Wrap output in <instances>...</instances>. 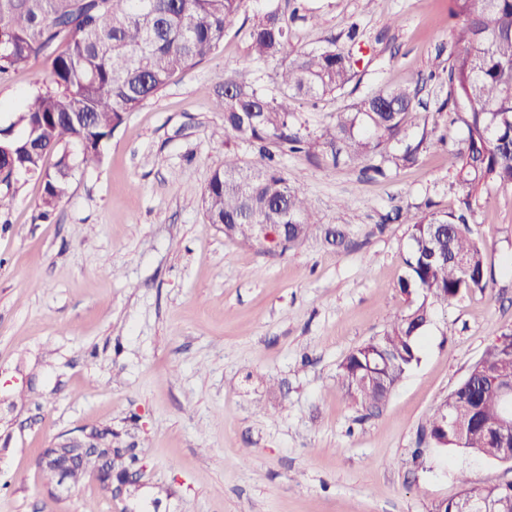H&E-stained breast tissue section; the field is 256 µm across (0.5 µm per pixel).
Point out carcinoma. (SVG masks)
Masks as SVG:
<instances>
[{"mask_svg":"<svg viewBox=\"0 0 512 512\" xmlns=\"http://www.w3.org/2000/svg\"><path fill=\"white\" fill-rule=\"evenodd\" d=\"M248 0H0V76L45 55L46 79L21 100L15 121L0 132V182L11 188L22 175L44 182L41 207L49 215L68 195L77 167L102 161L101 143L129 113L156 97L178 75L210 58ZM456 20V45L448 66V99L462 108L467 137L448 149L465 191L464 208L489 186L512 188V0H449ZM288 25L268 11L249 31L257 60L285 53ZM354 75L350 54L330 44L298 52L274 74L279 95L221 72L212 83L214 107L224 114L220 134L249 143L254 157L224 154L202 202L211 224H232L230 238L253 243L249 224L288 225V251L319 228L307 198L288 178L268 145L280 154L309 158L345 155L351 162L379 156L397 167L416 159L421 144L388 151L401 142L418 87L381 89L336 113L317 136L296 127L291 107L297 96L318 98L342 90ZM54 155V170L43 168ZM395 220L410 226L401 292L420 299L390 318L380 336L352 351L340 365L344 394L365 411L380 406L419 360V337L434 303L487 288L483 249L468 235L464 214L417 213L400 208ZM512 388V355L488 347L465 379L445 399L464 424L456 437L434 407L421 425L433 443L450 453L488 458L498 453L487 425L502 410L501 392Z\"/></svg>","mask_w":512,"mask_h":512,"instance_id":"1","label":"carcinoma"}]
</instances>
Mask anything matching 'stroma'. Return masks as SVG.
Masks as SVG:
<instances>
[{
	"instance_id": "obj_1",
	"label": "stroma",
	"mask_w": 512,
	"mask_h": 512,
	"mask_svg": "<svg viewBox=\"0 0 512 512\" xmlns=\"http://www.w3.org/2000/svg\"><path fill=\"white\" fill-rule=\"evenodd\" d=\"M249 0L208 61L128 115L101 144L102 162L76 170L69 194L41 218L42 181L0 185V512H433L471 486L512 483V466L449 455L420 426L487 347L512 329V188L482 192L468 215L493 279L434 305L419 361L380 410L338 385L344 358L380 335L411 298L398 281L410 227L400 206L457 212L463 190L448 164L466 136L446 107L454 50L448 0ZM276 9L292 51L361 42L343 90L294 108L312 134L363 95L427 80L406 119L415 162L363 172L346 158L281 156L322 223L348 233L339 250L313 236L284 255L225 238L202 194L233 152L209 96L216 72L274 92L278 63L249 54L248 33ZM32 59L0 82L9 122L33 80ZM430 140H423V133ZM108 426L131 449L122 468L135 495L83 479L51 494L39 454L59 436Z\"/></svg>"
}]
</instances>
